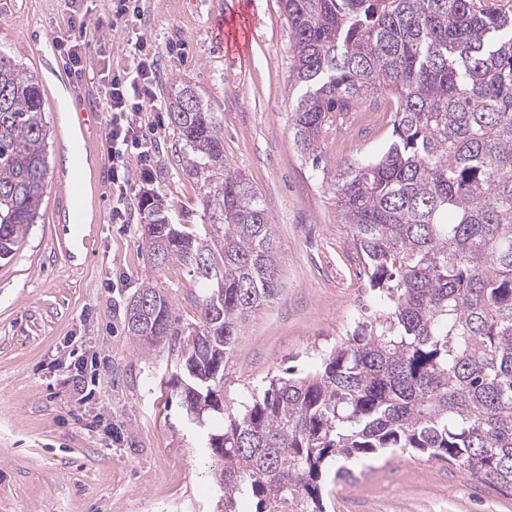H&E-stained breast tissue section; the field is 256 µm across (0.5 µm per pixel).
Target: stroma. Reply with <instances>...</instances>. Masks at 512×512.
I'll list each match as a JSON object with an SVG mask.
<instances>
[{
    "instance_id": "obj_1",
    "label": "stroma",
    "mask_w": 512,
    "mask_h": 512,
    "mask_svg": "<svg viewBox=\"0 0 512 512\" xmlns=\"http://www.w3.org/2000/svg\"><path fill=\"white\" fill-rule=\"evenodd\" d=\"M142 29L161 52L157 88H195L224 115V164L267 201L279 238L277 300L252 312L224 367V411L288 367L304 371L344 334L369 297L322 176L293 139L291 38L281 0H250L243 56L215 43L232 29L233 0H141ZM84 14L76 30L69 19ZM83 43L91 65L71 76L55 37ZM127 31L112 0H0V52L40 85L48 174L39 215L21 247L0 259V512H224L208 437L223 413L189 420L178 351H144L126 309L145 275L170 301L179 328L199 322L205 284L178 263L151 271L142 241L143 194L158 195L172 223L202 230L208 216L196 158L168 118L141 115L149 173L128 158L130 220L112 221L109 116L96 62L128 63ZM97 115L87 125L83 112ZM385 122H348L325 141L327 166L364 162L388 144ZM330 512H512V497L457 469L387 452L332 488Z\"/></svg>"
}]
</instances>
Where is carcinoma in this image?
<instances>
[{
	"instance_id": "cac0c4a2",
	"label": "carcinoma",
	"mask_w": 512,
	"mask_h": 512,
	"mask_svg": "<svg viewBox=\"0 0 512 512\" xmlns=\"http://www.w3.org/2000/svg\"><path fill=\"white\" fill-rule=\"evenodd\" d=\"M292 37L294 140L319 166L328 134L384 97L392 139L378 157L324 177L372 304L314 370L275 374L210 437L224 460V512H326L336 461L387 450L445 463L512 495V6L490 0H281ZM168 118L203 176L204 233L142 198L150 263L209 283L199 324L177 328L153 283L145 348L180 345L194 384L186 412L221 406L224 363L253 311L281 292L270 209L224 167V118L188 85ZM39 82L0 54V252L17 250L46 188ZM223 273L199 272L197 258Z\"/></svg>"
}]
</instances>
